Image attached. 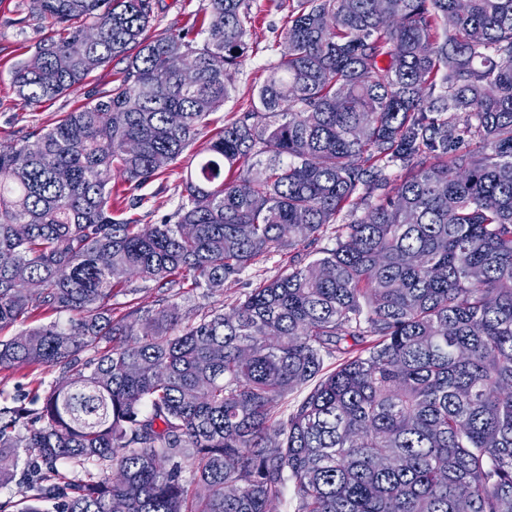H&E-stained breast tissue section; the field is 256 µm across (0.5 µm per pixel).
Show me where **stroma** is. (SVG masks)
Instances as JSON below:
<instances>
[{
    "label": "stroma",
    "mask_w": 512,
    "mask_h": 512,
    "mask_svg": "<svg viewBox=\"0 0 512 512\" xmlns=\"http://www.w3.org/2000/svg\"><path fill=\"white\" fill-rule=\"evenodd\" d=\"M28 2L0 0V142L49 125L86 99L84 89L78 88L45 101L34 110L17 105L11 89L10 72L18 62L31 55L33 46L48 31L46 22L29 12ZM291 4L292 0H251L247 49L233 74L230 97L217 112V119L232 121L249 107L267 75L268 67L278 59ZM188 163V158H181L174 166V174H164L144 184L138 191L140 205L124 210L122 219L137 224H155L172 213L180 201L178 174L186 170ZM291 257L286 252L267 254L239 279L227 281L222 290L207 296L198 290L183 293L131 283L113 296L112 318L122 320L132 307H151L162 298L175 303L185 317L214 307L231 306L260 282L287 272ZM58 375V369L49 367L0 371V397L9 398L20 392L32 391L40 383L51 384Z\"/></svg>",
    "instance_id": "obj_1"
}]
</instances>
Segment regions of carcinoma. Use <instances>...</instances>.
Masks as SVG:
<instances>
[{
	"label": "carcinoma",
	"instance_id": "cac0c4a2",
	"mask_svg": "<svg viewBox=\"0 0 512 512\" xmlns=\"http://www.w3.org/2000/svg\"><path fill=\"white\" fill-rule=\"evenodd\" d=\"M248 6L155 36V0H29L52 33L14 66L19 105L119 71L0 143V329L69 313L0 340L1 371L60 370L0 401V488L24 451L21 512H271L290 481L297 512H512V0H296L215 127ZM196 144L172 215L113 217ZM330 224L336 247L227 311L112 320L133 279L212 293Z\"/></svg>",
	"mask_w": 512,
	"mask_h": 512
}]
</instances>
